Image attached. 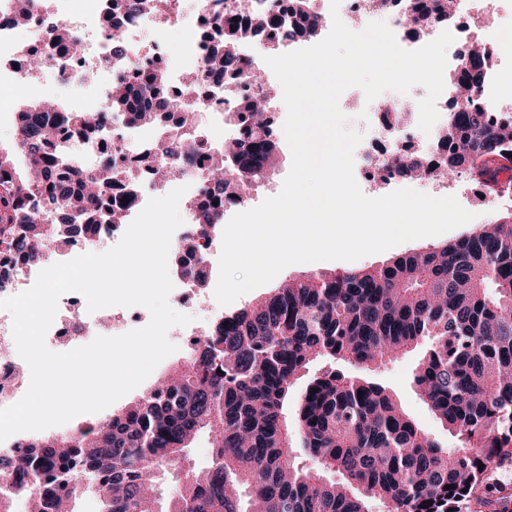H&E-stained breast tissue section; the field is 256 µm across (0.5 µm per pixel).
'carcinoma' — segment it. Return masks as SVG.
Returning a JSON list of instances; mask_svg holds the SVG:
<instances>
[{
	"label": "carcinoma",
	"mask_w": 512,
	"mask_h": 512,
	"mask_svg": "<svg viewBox=\"0 0 512 512\" xmlns=\"http://www.w3.org/2000/svg\"><path fill=\"white\" fill-rule=\"evenodd\" d=\"M114 16H136L152 0H108ZM288 37H314L313 0H292ZM414 30L429 23L420 0L411 6ZM205 66L237 65L241 41L263 26L279 28L275 14L232 22ZM56 41L77 53L81 42L60 25ZM489 52L472 45L449 78L457 97L477 94ZM168 75L151 69L116 83L105 99L110 112H128L142 124L155 112L131 111L145 96L163 100ZM37 97L18 112L13 146H0V254L18 263L40 259L48 240L96 235L100 224H121L124 212L105 202L112 177L103 166L72 170L49 152L59 134ZM512 128L491 123L478 108L455 112L440 143L445 158L435 174L468 172L496 183L493 166L512 157L503 145ZM27 172L17 168L16 155ZM234 171L211 179L197 207V223L219 224L229 186L243 197L277 162L278 145L267 122H252L232 153ZM403 176L421 172L414 156L391 160ZM50 201L59 218L46 224L32 204ZM426 344L413 376L418 395L457 438L448 449L423 431L380 383L351 376L338 365L374 368ZM322 362L288 422V392L309 367ZM317 392H311V389ZM202 432L212 453L190 462ZM318 461L300 466L295 443ZM484 468H478V463ZM512 464V215H501L471 234L398 256L381 267L316 272L291 279L224 318L202 335L189 363L136 403L100 421L88 433L29 438L25 451L1 457L12 488L0 492V512L31 496L32 512L91 493L101 512H466L494 504L512 512V495L491 499L492 465ZM338 475V479L330 475ZM177 490L165 496L163 486ZM432 501L425 508L423 503Z\"/></svg>",
	"instance_id": "1"
}]
</instances>
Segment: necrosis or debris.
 <instances>
[{"mask_svg":"<svg viewBox=\"0 0 512 512\" xmlns=\"http://www.w3.org/2000/svg\"><path fill=\"white\" fill-rule=\"evenodd\" d=\"M55 20L47 22L42 5H35L33 29L37 42L18 53L16 66L0 74V112L12 111L14 96L20 86H34L35 72L25 64L26 56L41 55L57 72L63 73L67 82L88 84L95 79L114 82L133 75L138 64L167 72L169 96L180 102H197L203 111L212 113V126L196 124L176 125L166 129L153 123L132 127L120 113L97 109L98 125L90 130L68 123L64 134L55 143L54 151L69 166L82 167L92 160L107 158L112 162V203L123 206L127 221L134 220L150 198L185 187L179 205L184 211L182 225L174 232L170 246L178 248L186 239L194 240L197 248L184 254L186 265L203 264L213 270L220 229L204 228L195 222V205L208 184L207 166L188 169L177 168L171 149L200 148L202 151L217 149L237 141L248 119L240 112L239 102L244 98L264 99L269 118H276L282 86L255 40L240 43L238 54L240 68L236 71H205L201 68L203 57L211 45L202 37L203 21L211 15L248 18L264 11L282 14L284 22H291L287 0H196L193 9H186L185 0H155L151 10L134 19H122L125 54L112 57L107 35L111 23L105 3L97 0L92 11L75 10L72 0H54ZM407 0H341L337 13H322V27L331 30L333 17H340L352 31L364 30L375 20L384 21L394 33L397 43L413 51L436 39L443 31L454 33L455 50L447 56L446 73L459 68L469 47V41L458 34L460 26L480 19L486 12L484 0H457L456 18L452 21L435 20L419 33H411L406 13ZM65 24L83 37V49L76 56L61 55L54 42L55 25ZM177 28L184 36L179 50H172L168 39L170 28ZM151 33L150 45H143L142 33ZM482 42L489 49L491 67L486 83L476 96L473 106L488 112L491 122H512V99L499 92L502 64L512 59V30L504 31L491 26L485 28ZM427 95L425 87L414 86L408 93L387 99L385 106L370 105L374 117L372 138L356 155V166L363 179L362 193L370 198L384 196L387 188L396 185L400 176L390 170V158L416 150L425 153L432 162H439L438 142L448 132L450 109H462V102H449L447 95L436 101L439 117L430 131L419 127V103ZM142 181L132 206H124L127 181ZM125 224H102L94 238L74 235L65 243H49L42 258L35 263L21 265L0 256V299L8 298L30 288L39 272L59 258L73 259L86 253L103 252L105 245L120 241ZM64 313L63 331L53 332L51 344L66 342L80 344L90 325H97L102 336L111 335L117 323L128 329L139 328L145 320L141 307L113 308L111 318L101 320L87 310L85 298L63 295L58 302ZM0 341L6 345L0 351V408L19 401L25 384L27 364L12 348V316L0 309Z\"/></svg>","mask_w":512,"mask_h":512,"instance_id":"necrosis-or-debris-1","label":"necrosis or debris"}]
</instances>
